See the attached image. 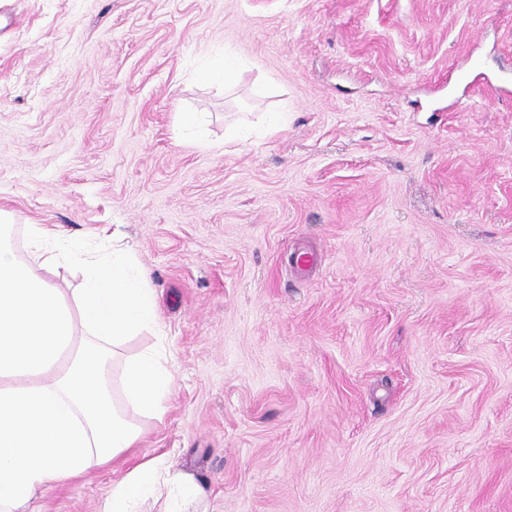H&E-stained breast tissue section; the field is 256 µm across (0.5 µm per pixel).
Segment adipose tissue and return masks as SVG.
Segmentation results:
<instances>
[{"label":"adipose tissue","instance_id":"ef3b65f1","mask_svg":"<svg viewBox=\"0 0 512 512\" xmlns=\"http://www.w3.org/2000/svg\"><path fill=\"white\" fill-rule=\"evenodd\" d=\"M79 270L60 288L59 269ZM146 273L119 244L111 253L30 224L17 251L0 214V512H28L49 484L104 466L142 435L135 417H158L173 376L159 350L119 348L159 330ZM164 462L151 458L113 483L101 512H139L160 493Z\"/></svg>","mask_w":512,"mask_h":512}]
</instances>
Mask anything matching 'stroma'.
<instances>
[{"label": "stroma", "instance_id": "obj_1", "mask_svg": "<svg viewBox=\"0 0 512 512\" xmlns=\"http://www.w3.org/2000/svg\"><path fill=\"white\" fill-rule=\"evenodd\" d=\"M511 69L512 0H0V208L120 237L173 374L32 512L162 455L188 512H512ZM201 493V488L195 482H177L168 494L165 512H186L184 511L186 501L198 498Z\"/></svg>", "mask_w": 512, "mask_h": 512}]
</instances>
